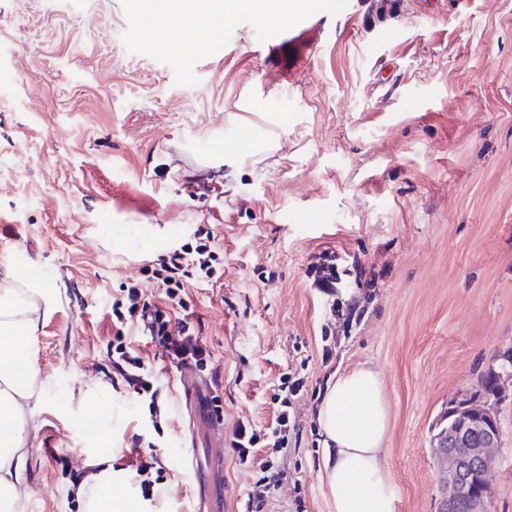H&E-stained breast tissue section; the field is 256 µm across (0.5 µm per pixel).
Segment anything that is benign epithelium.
Masks as SVG:
<instances>
[{
  "label": "benign epithelium",
  "instance_id": "benign-epithelium-1",
  "mask_svg": "<svg viewBox=\"0 0 512 512\" xmlns=\"http://www.w3.org/2000/svg\"><path fill=\"white\" fill-rule=\"evenodd\" d=\"M511 378L512 352L507 351L499 370L481 383L480 390L448 403V427L433 437V448L443 464L440 481L445 497L440 512H492L494 489L488 473L501 429L486 396L491 391L500 397Z\"/></svg>",
  "mask_w": 512,
  "mask_h": 512
}]
</instances>
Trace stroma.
<instances>
[{
  "mask_svg": "<svg viewBox=\"0 0 512 512\" xmlns=\"http://www.w3.org/2000/svg\"><path fill=\"white\" fill-rule=\"evenodd\" d=\"M316 15L317 45L262 69L236 43L265 35L250 13L173 48L153 0H0V283L19 256L52 290L34 314L20 512H99L107 484L140 512H207L201 474L224 512H245L267 464L282 474L269 512H331L314 411L337 371L363 364L390 408L396 512H439V420L512 349V0H324ZM266 126L274 149L209 162ZM200 227L224 275L188 279L182 298L213 353L196 379L221 383L215 442L181 368L136 328L160 417L112 384L113 300ZM325 255L343 298L313 285ZM285 377L303 386L284 402ZM283 409L287 447L241 462L237 424L265 430ZM497 416L493 512H512V382ZM208 447L222 470L182 466V449ZM153 453L166 471L146 501L130 467ZM91 458L104 472L89 481Z\"/></svg>",
  "mask_w": 512,
  "mask_h": 512,
  "instance_id": "35a3bbf8",
  "label": "stroma"
}]
</instances>
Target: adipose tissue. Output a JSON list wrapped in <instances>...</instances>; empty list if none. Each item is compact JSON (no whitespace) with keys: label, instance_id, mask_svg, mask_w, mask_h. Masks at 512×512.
Segmentation results:
<instances>
[{"label":"adipose tissue","instance_id":"1","mask_svg":"<svg viewBox=\"0 0 512 512\" xmlns=\"http://www.w3.org/2000/svg\"><path fill=\"white\" fill-rule=\"evenodd\" d=\"M172 40H180L202 12H253L262 23H283L292 15L288 0H155ZM17 289L0 287V512L16 496L24 455L20 437V400L34 376L29 352L37 324ZM316 420L323 435L320 479L331 498V512H396L398 488L382 462L389 407L378 371L358 366L336 373L321 399Z\"/></svg>","mask_w":512,"mask_h":512}]
</instances>
